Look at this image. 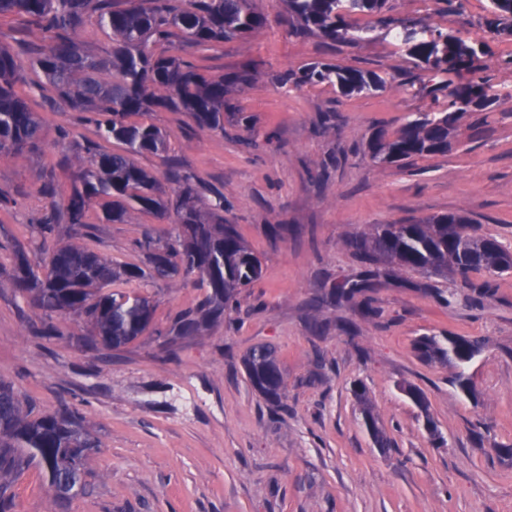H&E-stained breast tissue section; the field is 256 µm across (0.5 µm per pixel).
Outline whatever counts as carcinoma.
<instances>
[{"instance_id":"1","label":"carcinoma","mask_w":512,"mask_h":512,"mask_svg":"<svg viewBox=\"0 0 512 512\" xmlns=\"http://www.w3.org/2000/svg\"><path fill=\"white\" fill-rule=\"evenodd\" d=\"M292 20L290 34L316 36L332 43L367 35L357 24L375 17L415 67L428 75L414 94L428 98L420 112L393 137L382 130L366 141L364 155L375 164L446 154L449 131L468 112L487 109L496 97L492 85L475 77L482 68L485 44L424 21L384 15L387 0H285ZM22 14L40 32L29 43L32 66L58 92L67 107L91 112L101 136L124 145L121 152L96 142L74 145L75 162L68 168L70 193L60 213L39 226L43 240L58 220L83 231L91 229L90 212L100 224H127L136 213L174 218L178 244H163L152 235L140 243L142 264L120 267L112 257L82 244L57 242L47 256L31 261L18 251L8 280L19 295L42 311L38 333L63 336L53 317L85 318L89 333L79 340L119 350L151 325L154 306L136 288L148 280L192 277L204 297L193 310L174 319L168 335L189 336L237 305L242 289L259 280L260 259L237 228L224 223V198L200 206L201 184L181 169L170 171L167 183L136 164L134 156L166 147L163 131L145 120L158 110L184 112L200 130L224 132V113L236 109L234 94L253 80L245 67L232 74L205 73L178 54L181 48L205 49L228 39L245 38L266 27L267 18L254 0H0V16ZM481 25L490 32H512V0H490ZM89 26L107 38L98 53L85 49L82 34ZM24 68L13 49L0 43V158L15 157L40 147L44 121L18 93ZM279 81L297 88L328 84L342 97L385 91L390 79L368 68L313 62L280 74ZM473 220L448 213L417 224H379L351 245L366 265L364 278L334 284L331 296L349 301L390 268L417 270L429 277L457 276L474 288V272L491 277L512 274V250L492 236H477ZM478 338L422 336L414 349L423 360L459 368L483 348ZM252 387L269 403H281L283 375L275 352L258 346L245 359ZM364 421L374 443L390 446L376 426L365 392ZM100 447L69 409L33 415L14 387L0 381V512H13L12 483L32 464L47 474L54 508H62L85 486L86 460Z\"/></svg>"}]
</instances>
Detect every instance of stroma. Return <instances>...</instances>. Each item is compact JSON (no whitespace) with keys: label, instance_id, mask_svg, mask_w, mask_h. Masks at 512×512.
<instances>
[{"label":"stroma","instance_id":"stroma-1","mask_svg":"<svg viewBox=\"0 0 512 512\" xmlns=\"http://www.w3.org/2000/svg\"><path fill=\"white\" fill-rule=\"evenodd\" d=\"M396 18H423L487 42L480 70L498 97L488 112L463 118L447 154L376 165L361 143L377 129L397 133L428 107L409 81L420 72L384 28L365 40L329 45L289 35L284 0H255L265 29L185 58L212 75L251 64L255 79L238 94V114L223 133L202 132L182 112L148 117L167 133L168 150L136 156L164 175L169 159L203 182L204 199L224 196V220L236 225L262 261L263 277L237 308L199 334L166 345L177 312L201 293L190 280L145 288L152 328L118 351L88 352L87 331L59 319L61 340L32 334L41 313L0 277V379L40 411L77 410L100 446L86 485L67 512H512V276L482 297L453 279L397 270V278L335 303L336 281L362 267L349 242L378 224H401L448 212L468 214L480 231L512 247V35L480 22L489 0H388ZM322 60L394 74L386 91L351 98L329 85L284 88L280 73ZM24 91L47 126L40 150L0 160V190L15 200L0 210V266L15 243L37 259L38 225L50 209L39 191L51 166L71 156L58 137L93 140L79 113L48 106L55 90L28 71ZM172 221L141 214L129 224H97L86 245L121 263H139L146 235L167 236ZM379 312L364 317L362 304ZM324 323L315 333L312 322ZM425 334L486 338L463 371L421 361ZM277 351L284 409L272 408L243 367L259 345ZM363 383L379 428L393 441L376 447L352 388ZM422 391L425 405L405 392ZM433 421L436 434L425 423ZM15 512H52L46 478L30 466L14 483Z\"/></svg>","mask_w":512,"mask_h":512}]
</instances>
